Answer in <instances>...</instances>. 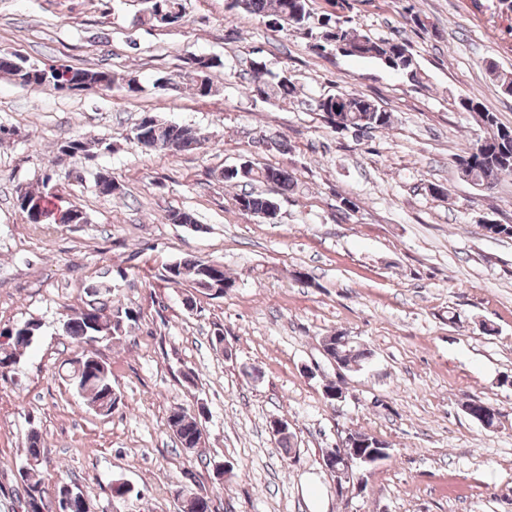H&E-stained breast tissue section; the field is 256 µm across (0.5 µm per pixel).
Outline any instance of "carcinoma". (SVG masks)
<instances>
[{"label": "carcinoma", "mask_w": 512, "mask_h": 512, "mask_svg": "<svg viewBox=\"0 0 512 512\" xmlns=\"http://www.w3.org/2000/svg\"><path fill=\"white\" fill-rule=\"evenodd\" d=\"M310 0H232V7L244 12L280 21V27L306 30L311 28L312 13ZM327 23L319 26L313 40L322 45V51L335 48L342 43L349 47L347 55L372 59L382 66L418 81L417 62L407 43L390 39L373 38L352 26L350 20L339 15H323ZM224 68V61L219 56H199L191 61L182 79L192 86L194 94L206 98L216 92L212 74ZM488 74L505 94L512 95V72L503 71L494 63L489 64ZM0 76L11 80H21V85L53 91H80L112 89L126 93L138 92L132 80H124L110 71L77 69L66 65H39L18 56L15 53L0 50ZM295 92V87L284 76L274 84L254 82L253 93L261 98L272 95L283 99ZM459 107L466 112L476 114L486 129V136L470 143L462 153L456 155L455 166L460 178H468L476 185H493L502 176L512 175V126L499 121L497 114L486 109L472 98H462ZM317 111L331 125L339 124L345 130L359 136L373 130L387 129L391 125V114L367 96L356 92H340L323 97L317 101ZM134 129L141 131L156 143L157 151L178 153L192 151L201 147L204 137L193 127L168 124L145 113ZM58 149L66 148L74 159L108 154L112 152V141L98 138L89 141L81 136H74L57 144ZM245 172L221 173V179L232 185H253L256 183L274 184L283 190L294 187V180L287 170L273 166L256 167L246 162ZM53 176L42 180L43 190L33 191L19 187L16 190V205L30 224H44L48 220H58L63 224H79L84 220L81 210L73 206L63 207L53 204L62 200L51 191L49 183ZM94 188L102 196H111L118 189L112 176L98 172L94 177ZM235 203L239 210L260 218L278 212L274 198L255 190L243 192L236 196ZM207 262L202 260H184L165 269L164 281L180 285L187 281L195 291L212 298L224 296V286L231 283V278L224 270L211 275L207 272ZM88 308L109 311L99 316L101 324L96 326L81 315V311L72 309L65 316L62 330L65 336L77 344L86 342L90 336H106L110 341H121L139 320V313L131 307L112 305V301L103 300ZM41 323L35 319L27 320L13 328L0 332V377L10 373L25 350L31 346L39 335ZM68 385L79 395L86 398L92 409L101 415H110L115 408L113 398L112 369L110 365L96 354H87L70 367L67 374ZM468 415L476 421L484 420L488 426L495 425V410L484 402L468 406ZM167 426L173 432L180 446L188 451L198 447L202 441L203 431L200 423L187 409L178 407L170 411ZM44 443L37 430L30 431L27 439L26 459L42 457ZM24 508L31 512H54L47 500L46 491L38 474V467L29 469L22 479ZM181 512H211L210 499L203 493H195L181 506Z\"/></svg>", "instance_id": "1"}]
</instances>
